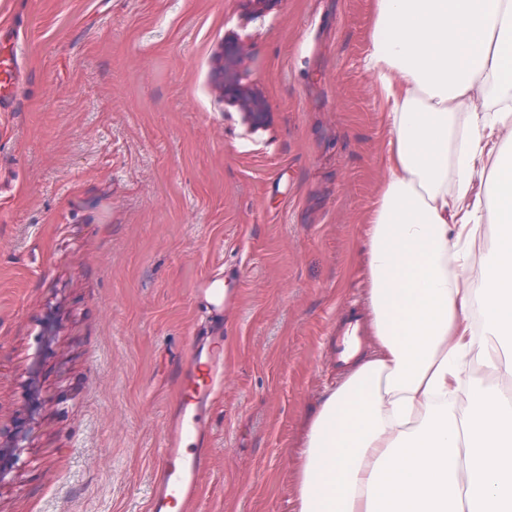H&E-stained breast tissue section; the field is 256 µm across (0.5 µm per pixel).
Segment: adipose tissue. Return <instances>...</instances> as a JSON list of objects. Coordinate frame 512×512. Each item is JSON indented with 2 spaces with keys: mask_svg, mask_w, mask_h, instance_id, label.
<instances>
[{
  "mask_svg": "<svg viewBox=\"0 0 512 512\" xmlns=\"http://www.w3.org/2000/svg\"><path fill=\"white\" fill-rule=\"evenodd\" d=\"M375 7L392 138L364 232L372 349L308 427L297 512H512V398L470 372L512 380V0Z\"/></svg>",
  "mask_w": 512,
  "mask_h": 512,
  "instance_id": "adipose-tissue-1",
  "label": "adipose tissue"
}]
</instances>
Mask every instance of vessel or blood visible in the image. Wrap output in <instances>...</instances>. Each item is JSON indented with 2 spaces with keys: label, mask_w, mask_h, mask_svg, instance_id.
I'll return each mask as SVG.
<instances>
[{
  "label": "vessel or blood",
  "mask_w": 512,
  "mask_h": 512,
  "mask_svg": "<svg viewBox=\"0 0 512 512\" xmlns=\"http://www.w3.org/2000/svg\"><path fill=\"white\" fill-rule=\"evenodd\" d=\"M19 60L0 61V100L9 101L15 86ZM197 303L208 313L212 323L222 322L227 300L224 275L215 271L204 277L195 294ZM222 332H214L206 341L191 340L190 357L180 366L182 394L168 423L160 450L150 497L151 512H187L199 492L198 474L205 463L203 454L191 451L188 443L195 437H207L210 425L207 410L218 392L224 361L213 349L223 343Z\"/></svg>",
  "instance_id": "obj_1"
}]
</instances>
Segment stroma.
Listing matches in <instances>:
<instances>
[{
  "label": "stroma",
  "instance_id": "1",
  "mask_svg": "<svg viewBox=\"0 0 512 512\" xmlns=\"http://www.w3.org/2000/svg\"><path fill=\"white\" fill-rule=\"evenodd\" d=\"M2 18L25 53L0 111V441L36 426L0 512H149L217 268L234 301L189 512H296L336 335L367 310L391 138L363 65L374 0H0ZM235 52L253 123L218 89Z\"/></svg>",
  "mask_w": 512,
  "mask_h": 512
}]
</instances>
